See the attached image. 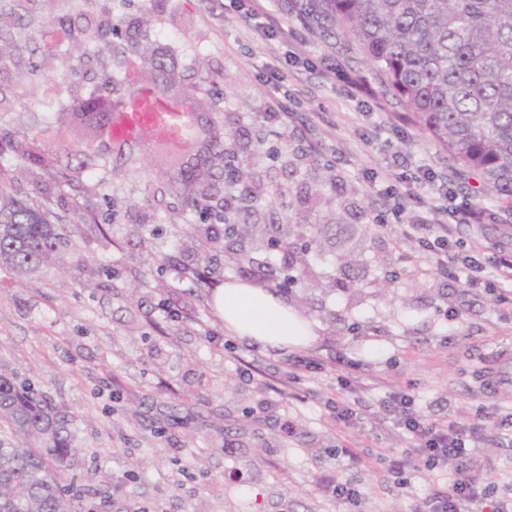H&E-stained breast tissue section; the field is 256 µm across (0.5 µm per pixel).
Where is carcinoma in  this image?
<instances>
[{"label": "carcinoma", "mask_w": 512, "mask_h": 512, "mask_svg": "<svg viewBox=\"0 0 512 512\" xmlns=\"http://www.w3.org/2000/svg\"><path fill=\"white\" fill-rule=\"evenodd\" d=\"M34 2L0 0V70L25 62L28 13ZM63 2L68 13L51 24L67 34L73 49L121 37L122 18L107 6L95 15L90 12L93 0ZM295 8L306 24L354 41L428 138L480 178L479 197L495 201L501 213L512 215V0H304ZM128 49L146 58L148 85L173 91L176 81L169 62L150 49L146 33L111 51L109 59L97 63L98 70L116 77ZM208 93L207 81L201 78L175 95ZM24 95L21 87L9 95L0 93V126ZM72 107L91 111L92 119L109 127L118 141L132 138L140 146V133L148 130L151 150L188 131L181 114L161 109L146 96L134 103L125 125H115L98 95L76 97ZM69 154L80 171L100 166L91 143ZM233 162L234 155L217 137L209 141L196 167L186 170L169 161L166 192L182 196L202 214L217 211L220 221L232 224L237 212L266 192L260 186L236 191L249 173L236 170L224 179V170ZM18 167L40 169L43 159L16 145L11 131L0 129V268L21 275L59 268L64 263L61 248L70 237L67 225L95 222L80 201L86 188L74 184L65 170L51 176L57 186L75 191L60 216L55 212L63 201L58 193L41 188L40 200L32 202L7 191ZM2 431L23 436L29 446L0 439V512H83L84 491L71 476L77 439L73 416L0 362Z\"/></svg>", "instance_id": "cac0c4a2"}]
</instances>
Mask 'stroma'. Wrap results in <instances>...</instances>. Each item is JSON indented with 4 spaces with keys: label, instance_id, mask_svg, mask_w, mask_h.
Segmentation results:
<instances>
[{
    "label": "stroma",
    "instance_id": "obj_1",
    "mask_svg": "<svg viewBox=\"0 0 512 512\" xmlns=\"http://www.w3.org/2000/svg\"><path fill=\"white\" fill-rule=\"evenodd\" d=\"M292 10L293 0H168L150 21L186 81L207 78L212 97L230 101L220 131L236 164L282 196L255 200L238 215L241 236L203 259L196 239L223 225L166 193L150 159L116 164L112 141H98L105 165L89 185L107 218L82 225L64 269L0 274V361L73 413L89 512H423L448 473L409 467L402 486L390 472L389 459L412 452L381 409L395 390L430 419L480 422L463 458L474 475L494 473L512 512V428L500 423L512 381L487 385L494 355L512 352V304L398 259L403 224L425 211L456 225L464 250L493 254L497 225L459 221L478 179L427 140L354 42L288 21ZM0 83L31 91L8 115L17 133L45 127L48 88L63 102L101 89L93 74L64 78L55 59ZM274 101L287 123L261 119ZM372 169L392 194L370 186ZM426 172L435 188L408 196ZM203 269L281 296L315 340L272 349L230 336ZM242 360L251 376L239 375ZM340 399L362 415L346 434ZM287 419L294 435L280 429ZM325 478L357 497L325 493Z\"/></svg>",
    "mask_w": 512,
    "mask_h": 512
}]
</instances>
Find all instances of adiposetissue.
<instances>
[{
	"mask_svg": "<svg viewBox=\"0 0 512 512\" xmlns=\"http://www.w3.org/2000/svg\"><path fill=\"white\" fill-rule=\"evenodd\" d=\"M215 307L230 333L264 346H306L314 339L309 324L286 302L241 282L225 283Z\"/></svg>",
	"mask_w": 512,
	"mask_h": 512,
	"instance_id": "obj_1",
	"label": "adipose tissue"
}]
</instances>
